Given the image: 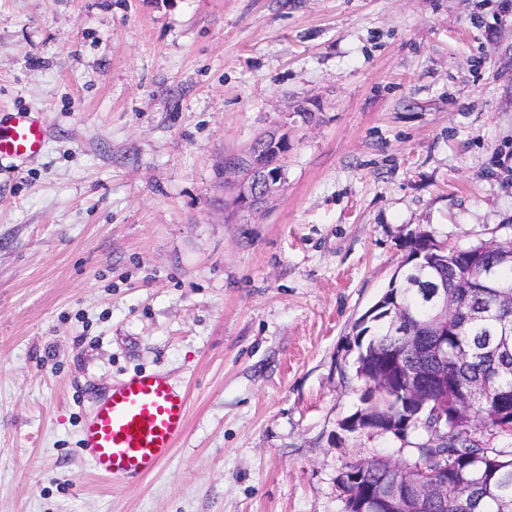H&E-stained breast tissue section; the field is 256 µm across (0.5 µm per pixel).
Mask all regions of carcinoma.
I'll return each mask as SVG.
<instances>
[{"instance_id":"1","label":"carcinoma","mask_w":512,"mask_h":512,"mask_svg":"<svg viewBox=\"0 0 512 512\" xmlns=\"http://www.w3.org/2000/svg\"><path fill=\"white\" fill-rule=\"evenodd\" d=\"M478 247L500 282V287L487 292L462 288L465 281L481 276L480 271L461 266L462 250L445 247L431 231L410 234L405 267L376 301L378 308L371 319L361 316L353 326L356 374L369 381V386L364 407L352 418H366L372 427L385 414L408 420V433L394 434L402 441L410 435L418 437L414 460L400 462L406 469L435 470L448 464V508L429 504L424 512H506L512 507V443L500 445L495 435L504 417L499 401L504 396L512 400V302L507 300L512 294V240L491 238L480 241ZM438 288L448 290L455 305L448 316V377L481 389L468 414L459 410L454 391L448 390V419L439 425V432L448 433L446 448L428 445L430 433L422 422L433 423L436 417L429 411L417 413L413 398L405 391L403 365H425L422 351L405 348L390 325L380 320L393 304L405 325L430 342L432 294ZM461 471L477 485L466 500L454 493ZM340 474L348 478L346 490L358 484L376 498L399 476L397 471L378 474L367 461L347 464Z\"/></svg>"}]
</instances>
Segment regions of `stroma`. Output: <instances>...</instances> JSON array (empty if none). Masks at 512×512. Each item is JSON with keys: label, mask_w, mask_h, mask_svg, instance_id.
<instances>
[{"label": "stroma", "mask_w": 512, "mask_h": 512, "mask_svg": "<svg viewBox=\"0 0 512 512\" xmlns=\"http://www.w3.org/2000/svg\"><path fill=\"white\" fill-rule=\"evenodd\" d=\"M500 0H0V512H344L336 477L412 447L362 406L352 326L419 228L512 238V11ZM285 183L236 223L224 156L300 107ZM137 370L189 393L136 485L79 449ZM0 112V159L27 161L38 157L46 139L40 118L30 110Z\"/></svg>", "instance_id": "stroma-1"}]
</instances>
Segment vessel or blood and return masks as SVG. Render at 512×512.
<instances>
[{
    "instance_id": "vessel-or-blood-1",
    "label": "vessel or blood",
    "mask_w": 512,
    "mask_h": 512,
    "mask_svg": "<svg viewBox=\"0 0 512 512\" xmlns=\"http://www.w3.org/2000/svg\"><path fill=\"white\" fill-rule=\"evenodd\" d=\"M46 130L28 110L0 113V159L38 157ZM186 390L159 372L140 371L112 383L85 419L81 448L100 477L140 482L166 462L187 431Z\"/></svg>"
}]
</instances>
